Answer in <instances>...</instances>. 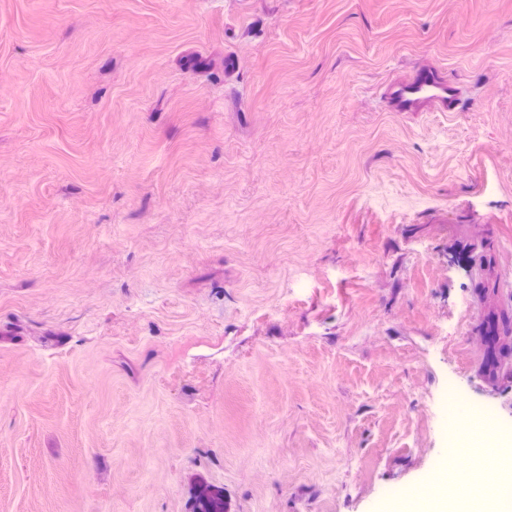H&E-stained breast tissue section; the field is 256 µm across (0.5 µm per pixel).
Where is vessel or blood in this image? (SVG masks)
<instances>
[{
  "instance_id": "b4317fda",
  "label": "vessel or blood",
  "mask_w": 512,
  "mask_h": 512,
  "mask_svg": "<svg viewBox=\"0 0 512 512\" xmlns=\"http://www.w3.org/2000/svg\"><path fill=\"white\" fill-rule=\"evenodd\" d=\"M381 97L391 112H459L463 100L458 85L438 68L423 67L384 82Z\"/></svg>"
}]
</instances>
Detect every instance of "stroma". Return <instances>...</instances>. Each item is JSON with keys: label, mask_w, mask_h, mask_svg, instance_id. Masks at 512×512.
I'll use <instances>...</instances> for the list:
<instances>
[{"label": "stroma", "mask_w": 512, "mask_h": 512, "mask_svg": "<svg viewBox=\"0 0 512 512\" xmlns=\"http://www.w3.org/2000/svg\"><path fill=\"white\" fill-rule=\"evenodd\" d=\"M486 353L512 0H0V512H452ZM390 112H461L463 100L458 85L438 68L423 67L387 80L380 88Z\"/></svg>", "instance_id": "1"}]
</instances>
